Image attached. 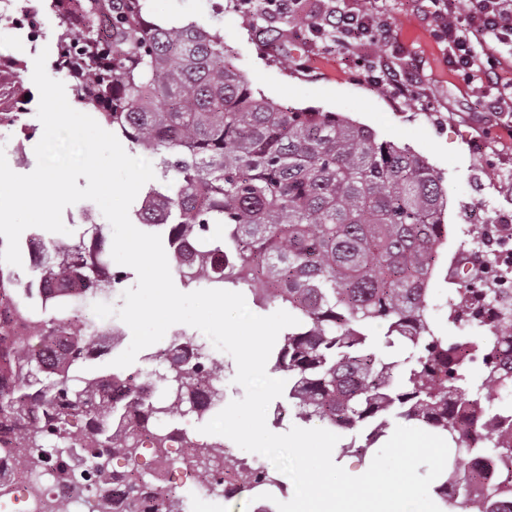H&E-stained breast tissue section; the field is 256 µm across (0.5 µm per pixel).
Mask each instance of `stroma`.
<instances>
[{
	"mask_svg": "<svg viewBox=\"0 0 512 512\" xmlns=\"http://www.w3.org/2000/svg\"><path fill=\"white\" fill-rule=\"evenodd\" d=\"M152 19L194 21L220 33L251 88L291 108L337 112L372 128L379 138L409 146L437 171L448 195V244L430 282L434 324L452 334L448 270L459 246L492 240L499 219L512 215V112L483 111L481 89L448 68V46L433 33L420 0H381L390 23L386 40L346 52L333 38L310 42V15L356 11L368 0H309L308 14L271 17L266 0L243 11L238 0H149ZM409 73L401 95L380 86L374 67Z\"/></svg>",
	"mask_w": 512,
	"mask_h": 512,
	"instance_id": "35a3bbf8",
	"label": "stroma"
}]
</instances>
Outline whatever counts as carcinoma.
Segmentation results:
<instances>
[{"mask_svg":"<svg viewBox=\"0 0 512 512\" xmlns=\"http://www.w3.org/2000/svg\"><path fill=\"white\" fill-rule=\"evenodd\" d=\"M63 53L58 70L78 103L157 160L161 182L145 191L139 223L165 230L175 269L186 285L248 288L261 305L288 308V327L274 370L287 379L288 402L306 419L337 431L370 428L366 455L390 419L412 421L446 438L457 464L434 491L445 508L462 490L470 512H504L512 495V423L482 391L512 393L499 354L512 352V303L492 325L484 308L503 290L474 277L459 260L458 296L448 322H472L482 335L441 336L428 304L429 283L448 240V197L428 162L406 146L380 140L367 126L334 112L292 110L255 95L226 57L224 38L200 26L164 27L148 18L147 0H53ZM46 244L29 254L33 276L22 282L0 263V452L18 451L37 467L53 460L74 488L68 449L80 448L89 469L108 477L112 460L137 464L128 512H177L172 492L149 496L139 463L144 445L165 459L169 437L156 422L183 406L199 417L203 391L220 361L192 340L198 361H175L155 382L165 399L146 401L138 382L113 372L76 375L104 335L86 316L90 302L110 303L107 238ZM383 328L384 358L367 329ZM482 370L465 388V370ZM201 472L224 469L243 489L277 483L255 460L233 458L224 444L200 449Z\"/></svg>","mask_w":512,"mask_h":512,"instance_id":"obj_1","label":"carcinoma"}]
</instances>
